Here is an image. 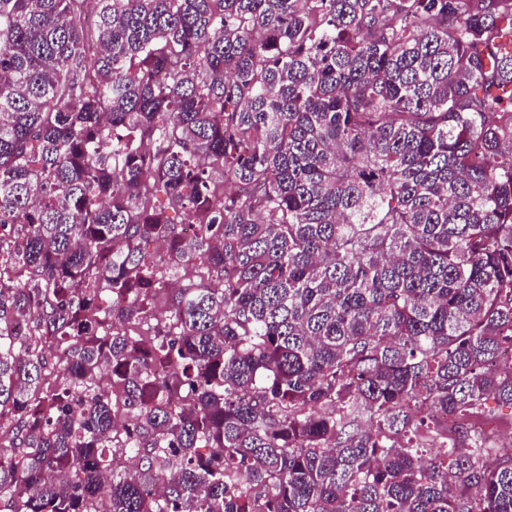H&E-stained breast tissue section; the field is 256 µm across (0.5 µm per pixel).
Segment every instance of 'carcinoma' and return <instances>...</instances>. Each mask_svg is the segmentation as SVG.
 Masks as SVG:
<instances>
[{
  "instance_id": "1",
  "label": "carcinoma",
  "mask_w": 512,
  "mask_h": 512,
  "mask_svg": "<svg viewBox=\"0 0 512 512\" xmlns=\"http://www.w3.org/2000/svg\"><path fill=\"white\" fill-rule=\"evenodd\" d=\"M85 2L0 0V512H512L446 429L512 409V0Z\"/></svg>"
}]
</instances>
